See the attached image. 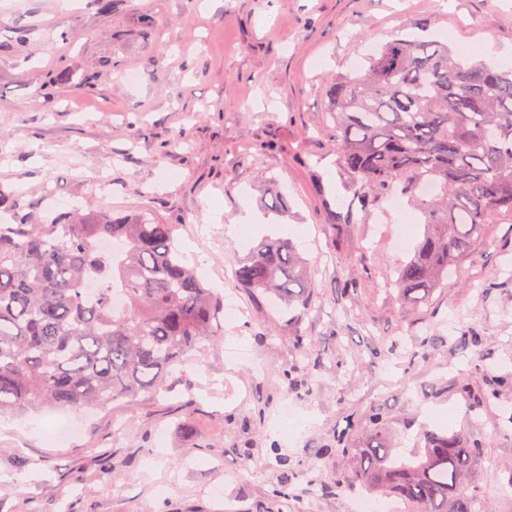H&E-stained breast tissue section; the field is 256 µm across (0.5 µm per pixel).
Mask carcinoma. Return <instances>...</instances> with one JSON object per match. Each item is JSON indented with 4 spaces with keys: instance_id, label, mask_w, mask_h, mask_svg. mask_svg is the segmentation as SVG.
I'll return each mask as SVG.
<instances>
[{
    "instance_id": "carcinoma-1",
    "label": "carcinoma",
    "mask_w": 512,
    "mask_h": 512,
    "mask_svg": "<svg viewBox=\"0 0 512 512\" xmlns=\"http://www.w3.org/2000/svg\"><path fill=\"white\" fill-rule=\"evenodd\" d=\"M327 99L336 164L363 206L398 193L422 217V240L387 281L403 299L426 302L488 225L512 217V68L406 34L377 46L361 71L336 75ZM20 209L0 188V214L11 216L0 223V415L155 402L185 363L214 349L224 299L186 263L175 225L96 213L38 224ZM107 240L124 251L102 249ZM234 277L257 299L308 304L306 261L284 237L263 239ZM372 418L351 481L399 498L405 512H489L460 491L480 442L428 434L404 458ZM278 462L272 497L283 501L298 473Z\"/></svg>"
}]
</instances>
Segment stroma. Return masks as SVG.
<instances>
[{"mask_svg":"<svg viewBox=\"0 0 512 512\" xmlns=\"http://www.w3.org/2000/svg\"><path fill=\"white\" fill-rule=\"evenodd\" d=\"M19 24L27 42L0 54V184L33 207L54 194L60 217L74 200L83 214L176 225L188 262L241 313L214 319L223 343L170 398L67 411L81 432L63 443L47 433L55 412L0 416V512H58L61 490L71 512H275L280 456L315 474L294 512H346L336 481L377 416L403 456L428 431L481 440L463 490L512 512V386L482 399L485 383L512 376V223L489 225V245L430 303L403 300L385 279L421 239L420 216L409 214L406 248L391 202L347 217L356 195L326 110L336 74L420 26L511 67L512 0H122L109 13L90 0H0V42ZM62 68L67 82L48 85ZM99 169L111 199L92 186ZM280 223L310 264L302 311L265 307L234 278ZM465 330L479 345L458 346ZM234 342L247 355L232 362ZM289 372L301 386H287ZM287 401L299 422L279 420ZM340 435L350 454L319 455Z\"/></svg>","mask_w":512,"mask_h":512,"instance_id":"obj_1","label":"stroma"}]
</instances>
